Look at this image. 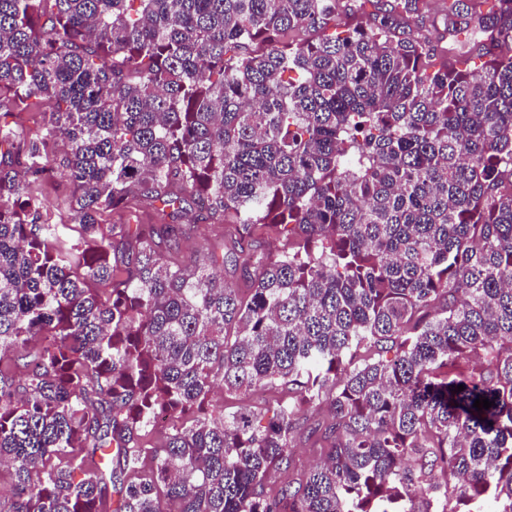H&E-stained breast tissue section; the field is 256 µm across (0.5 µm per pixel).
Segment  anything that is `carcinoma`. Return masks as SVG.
<instances>
[{"instance_id":"carcinoma-1","label":"carcinoma","mask_w":512,"mask_h":512,"mask_svg":"<svg viewBox=\"0 0 512 512\" xmlns=\"http://www.w3.org/2000/svg\"><path fill=\"white\" fill-rule=\"evenodd\" d=\"M341 6L0 0V106L56 105L0 111V512H512V0H448L433 71L388 13L326 33ZM136 198L166 223H106ZM195 210L222 252L160 260ZM302 437L328 457L269 495ZM71 190V185L67 177L63 174L62 169L51 173L49 177L43 181V200H44V217L50 223L54 224L58 221L71 224L70 218L60 214L57 210L59 198ZM282 396L283 394L277 390L257 391L245 397L228 396L224 395V392L218 391L214 396L213 403L217 407L223 406L226 411H234L245 407L254 412H263L274 406L275 400Z\"/></svg>"}]
</instances>
